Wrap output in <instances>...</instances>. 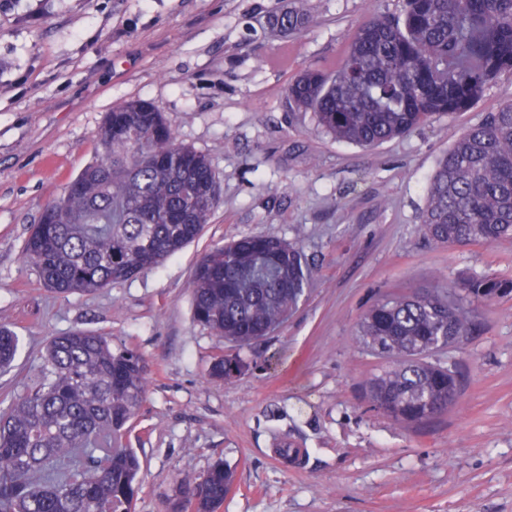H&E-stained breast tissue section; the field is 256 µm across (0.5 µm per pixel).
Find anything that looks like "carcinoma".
I'll use <instances>...</instances> for the list:
<instances>
[{
  "label": "carcinoma",
  "mask_w": 512,
  "mask_h": 512,
  "mask_svg": "<svg viewBox=\"0 0 512 512\" xmlns=\"http://www.w3.org/2000/svg\"><path fill=\"white\" fill-rule=\"evenodd\" d=\"M307 22L302 0L270 18L285 33ZM511 69L512 0H406L403 22L374 13L335 70L305 72L287 97L336 138L369 146L467 110ZM99 141V158L45 207L24 243L58 295L94 292L162 264L200 235L219 204L209 159L177 142L154 103L113 105ZM423 232L438 245L512 239V104L454 141L431 181ZM310 281L298 244L241 236L196 265L194 317L225 341L251 346L288 319ZM459 290L491 299L511 293L512 282L474 275ZM457 291L388 296L358 325L359 341L388 363L365 380L368 401L399 424L433 420L459 402L452 372L427 361L472 332L474 309ZM17 351L18 336L0 325V372ZM249 369L240 355L219 352L209 376ZM146 385L137 351L114 350L84 329L53 337L39 378L0 412V512H135L141 464L123 439ZM232 484L222 462L200 480L185 476L171 512H217Z\"/></svg>",
  "instance_id": "carcinoma-1"
}]
</instances>
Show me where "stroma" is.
Segmentation results:
<instances>
[{
	"label": "stroma",
	"instance_id": "35a3bbf8",
	"mask_svg": "<svg viewBox=\"0 0 512 512\" xmlns=\"http://www.w3.org/2000/svg\"><path fill=\"white\" fill-rule=\"evenodd\" d=\"M305 4L307 26L288 36L267 18L293 0H0V323L19 337L0 409L39 374L51 337L91 330L150 370L128 435L143 475L136 512H169L179 480L219 461L233 473L219 512H512V293L475 301L470 336L433 355L462 393L423 426L370 407L362 385L383 361L356 337L391 294L474 274L512 281V241L437 247L421 229L441 160L512 103V70L467 111L373 147L342 142L289 110L287 87L333 68L371 14L401 17L403 2ZM285 47L287 67L269 65ZM133 99L208 157L219 206L163 264L51 293L23 256L29 228L97 159L106 113ZM244 235L299 242L312 281L271 339L241 349L195 320L191 280L208 251ZM220 351L257 366L212 379Z\"/></svg>",
	"mask_w": 512,
	"mask_h": 512
}]
</instances>
